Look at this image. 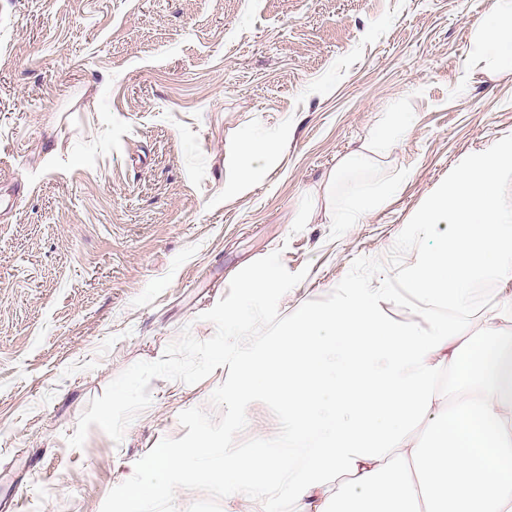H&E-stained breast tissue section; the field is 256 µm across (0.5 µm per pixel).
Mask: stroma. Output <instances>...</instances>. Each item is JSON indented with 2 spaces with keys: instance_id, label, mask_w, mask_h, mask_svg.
<instances>
[{
  "instance_id": "35a3bbf8",
  "label": "stroma",
  "mask_w": 512,
  "mask_h": 512,
  "mask_svg": "<svg viewBox=\"0 0 512 512\" xmlns=\"http://www.w3.org/2000/svg\"><path fill=\"white\" fill-rule=\"evenodd\" d=\"M489 0H0V512H122L132 466L200 407L228 367L149 385L121 442L94 398L163 357L233 276L280 252L306 277L280 300L335 303L359 277L402 287L437 229L414 218L449 173L512 135V74L473 69ZM408 131L381 163L356 156L384 113ZM290 122L243 195L224 181L248 132ZM352 164L340 168L339 163ZM335 175L331 194L321 187ZM402 180L361 224L348 197ZM170 480L140 512H289L268 493Z\"/></svg>"
}]
</instances>
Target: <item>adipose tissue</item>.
I'll return each instance as SVG.
<instances>
[{"label": "adipose tissue", "mask_w": 512, "mask_h": 512, "mask_svg": "<svg viewBox=\"0 0 512 512\" xmlns=\"http://www.w3.org/2000/svg\"><path fill=\"white\" fill-rule=\"evenodd\" d=\"M475 63L512 73V0H490L472 26ZM286 141L281 129L244 135L247 167L224 183L245 193ZM512 136L469 157L417 214L451 225L416 254L405 289L437 319L427 328L392 319L389 289L349 284L331 307H298L287 350L251 351L234 394L284 407L288 435L222 469L199 465L205 441L157 449L129 482L127 512L144 492L176 495L168 475L220 483L232 496L286 495L291 512H512ZM497 300L485 306L489 284ZM446 389H439V382Z\"/></svg>", "instance_id": "obj_1"}]
</instances>
